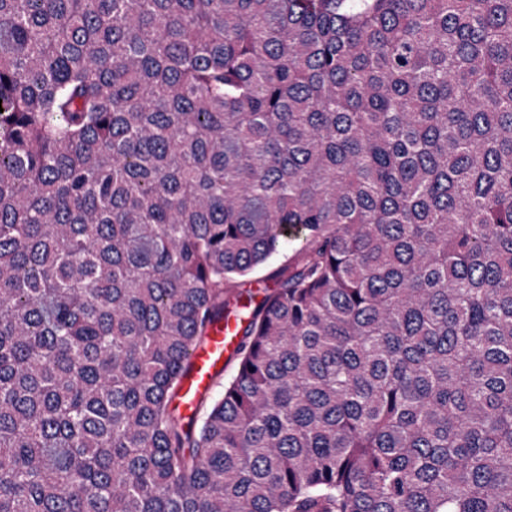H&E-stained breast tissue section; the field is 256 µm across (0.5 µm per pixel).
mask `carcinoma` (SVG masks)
<instances>
[{"instance_id":"cac0c4a2","label":"carcinoma","mask_w":512,"mask_h":512,"mask_svg":"<svg viewBox=\"0 0 512 512\" xmlns=\"http://www.w3.org/2000/svg\"><path fill=\"white\" fill-rule=\"evenodd\" d=\"M0 512H512V0H0ZM297 249V245L293 242H288L285 244L281 255L275 258L272 261V264L264 269L263 271L258 272V274L253 275L252 277L246 279L241 286L242 289L250 290L259 300L266 291H269L273 288V281L267 279V276L283 261L287 258L291 257L294 251ZM241 337V327L236 318L230 317L215 324L206 343L191 353L188 376L174 402V407L186 421L193 419L201 399L207 398L212 391L214 397L224 391V380L232 376L236 367L234 362L224 367V360L235 350ZM223 370L224 374L213 390L214 380Z\"/></svg>"}]
</instances>
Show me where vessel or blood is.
<instances>
[{
	"label": "vessel or blood",
	"instance_id": "obj_1",
	"mask_svg": "<svg viewBox=\"0 0 512 512\" xmlns=\"http://www.w3.org/2000/svg\"><path fill=\"white\" fill-rule=\"evenodd\" d=\"M240 339L241 329L232 317L215 324L206 343L191 353L188 376L174 402L176 410L185 419H193L200 400L211 395L215 378L223 372L225 359Z\"/></svg>",
	"mask_w": 512,
	"mask_h": 512
}]
</instances>
